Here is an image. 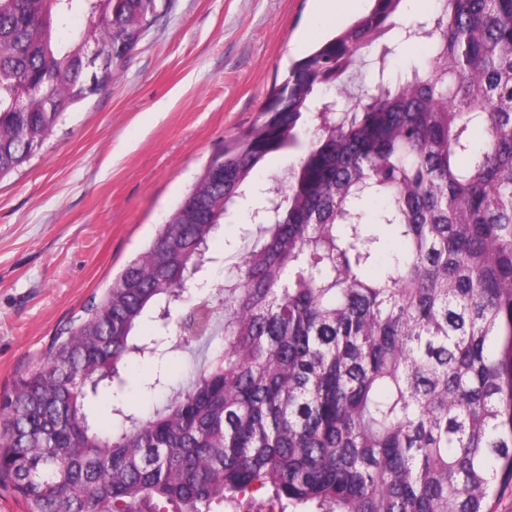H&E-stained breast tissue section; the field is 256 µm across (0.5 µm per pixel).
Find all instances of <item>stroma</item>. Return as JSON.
Instances as JSON below:
<instances>
[{
  "mask_svg": "<svg viewBox=\"0 0 512 512\" xmlns=\"http://www.w3.org/2000/svg\"><path fill=\"white\" fill-rule=\"evenodd\" d=\"M369 0H165L125 71L0 179V393L38 369L150 242L225 141L250 127L317 41ZM240 197L197 275L218 289Z\"/></svg>",
  "mask_w": 512,
  "mask_h": 512,
  "instance_id": "1",
  "label": "stroma"
}]
</instances>
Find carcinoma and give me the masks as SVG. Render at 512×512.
<instances>
[{"label":"carcinoma","mask_w":512,"mask_h":512,"mask_svg":"<svg viewBox=\"0 0 512 512\" xmlns=\"http://www.w3.org/2000/svg\"><path fill=\"white\" fill-rule=\"evenodd\" d=\"M405 2L374 0L294 61L146 252L0 396V487L27 512H489L512 481V0H435L395 77ZM162 8L0 0V179L112 86ZM367 48L377 78L353 94ZM324 88L349 102L323 111ZM247 184L276 213L241 225L234 274L193 298ZM174 313L177 347L220 319L218 347L149 419L115 403L101 426L90 400L124 391L138 327L166 336Z\"/></svg>","instance_id":"cac0c4a2"}]
</instances>
